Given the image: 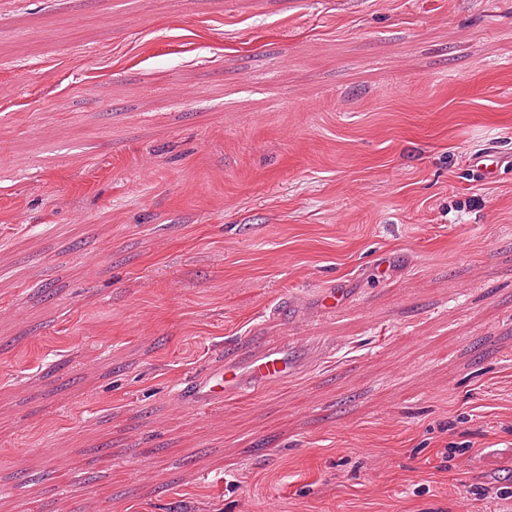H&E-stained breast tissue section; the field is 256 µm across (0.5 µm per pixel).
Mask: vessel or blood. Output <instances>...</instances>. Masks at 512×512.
<instances>
[{"label": "vessel or blood", "instance_id": "obj_1", "mask_svg": "<svg viewBox=\"0 0 512 512\" xmlns=\"http://www.w3.org/2000/svg\"><path fill=\"white\" fill-rule=\"evenodd\" d=\"M502 166V157L493 150L478 153L471 161L474 175L486 182L495 181ZM299 330V325L289 326V339L262 343L248 349L241 359L207 366L176 395L174 407L200 408L288 383L303 372L307 362Z\"/></svg>", "mask_w": 512, "mask_h": 512}]
</instances>
